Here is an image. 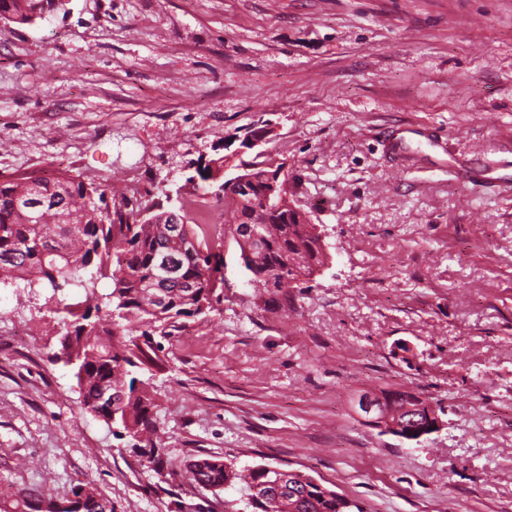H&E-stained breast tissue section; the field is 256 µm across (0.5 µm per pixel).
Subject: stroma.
I'll return each instance as SVG.
<instances>
[{
    "label": "stroma",
    "mask_w": 512,
    "mask_h": 512,
    "mask_svg": "<svg viewBox=\"0 0 512 512\" xmlns=\"http://www.w3.org/2000/svg\"><path fill=\"white\" fill-rule=\"evenodd\" d=\"M268 123L328 259L267 310L224 241V301L132 368L153 446L81 408L44 292L0 286V512L93 486L112 512H246L199 458L301 472L363 512H512V0H66L0 21V179L188 192V162ZM366 389L443 428L368 426ZM448 176L467 179L476 186L484 189L500 187L502 185L499 178L489 175V173H486L484 170L465 165L448 168ZM402 400H405L403 408L393 410L394 403ZM354 407L365 422L375 425L385 433L406 440L417 441L438 432L443 426L437 410L419 396L382 394L376 390H364L355 397ZM393 411L396 416L394 421L391 420Z\"/></svg>",
    "instance_id": "35a3bbf8"
}]
</instances>
